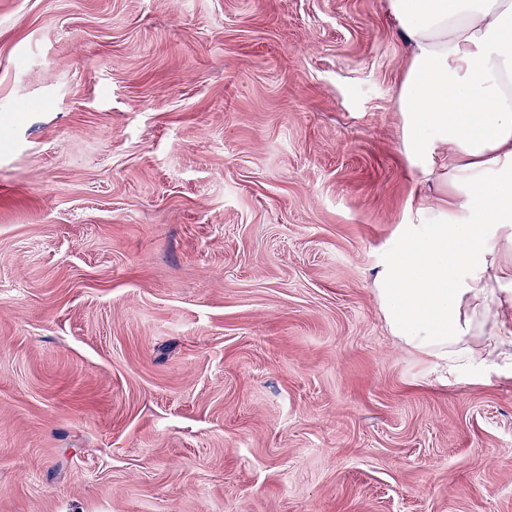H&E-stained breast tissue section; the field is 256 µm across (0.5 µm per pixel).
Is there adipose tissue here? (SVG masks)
<instances>
[{
    "label": "adipose tissue",
    "mask_w": 512,
    "mask_h": 512,
    "mask_svg": "<svg viewBox=\"0 0 512 512\" xmlns=\"http://www.w3.org/2000/svg\"><path fill=\"white\" fill-rule=\"evenodd\" d=\"M408 48L403 150L435 198L374 280L398 341L478 366L512 353V0H388Z\"/></svg>",
    "instance_id": "obj_1"
}]
</instances>
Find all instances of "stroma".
Masks as SVG:
<instances>
[{
	"instance_id": "stroma-1",
	"label": "stroma",
	"mask_w": 512,
	"mask_h": 512,
	"mask_svg": "<svg viewBox=\"0 0 512 512\" xmlns=\"http://www.w3.org/2000/svg\"><path fill=\"white\" fill-rule=\"evenodd\" d=\"M405 56L386 0H0V512H512V361L372 286Z\"/></svg>"
}]
</instances>
